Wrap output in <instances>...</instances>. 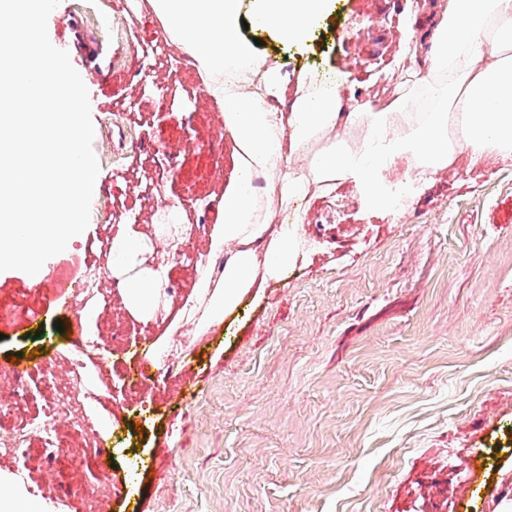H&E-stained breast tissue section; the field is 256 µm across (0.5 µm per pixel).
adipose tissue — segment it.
<instances>
[{
    "mask_svg": "<svg viewBox=\"0 0 512 512\" xmlns=\"http://www.w3.org/2000/svg\"><path fill=\"white\" fill-rule=\"evenodd\" d=\"M178 47L206 75L207 93L222 107L243 176L224 189L213 250L224 254V285L199 288L201 320L222 322L252 289L294 264L302 248L298 225L274 221L275 204L353 183L372 203L384 201L383 173L396 159L412 169H450L460 154H512V0H447L430 32L427 75L404 80L386 107L346 112L336 88L298 84L293 109L275 111L286 94L279 67L258 52L244 28L271 32L283 43L305 39L328 0H152ZM263 181L254 188L252 178ZM150 246L133 231L112 239L114 276L129 310L151 316L168 283V268L148 266Z\"/></svg>",
    "mask_w": 512,
    "mask_h": 512,
    "instance_id": "1",
    "label": "adipose tissue"
}]
</instances>
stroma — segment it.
<instances>
[{
    "mask_svg": "<svg viewBox=\"0 0 512 512\" xmlns=\"http://www.w3.org/2000/svg\"><path fill=\"white\" fill-rule=\"evenodd\" d=\"M437 14L435 0H330L317 33L294 45L270 34L262 50L292 83L349 73L341 93L353 106L424 75ZM47 30L88 89L100 170L86 230L41 281L0 272V364L37 351L63 375L62 276L99 266L100 240L123 224L161 245L156 226L180 201V223L218 224L239 166L235 150L211 155L223 111L196 65L180 50L162 67L143 54L170 37L150 0H61ZM172 81L173 107L154 109L155 86ZM150 179L162 192L147 201L138 190ZM275 221L301 225L300 258L219 325L199 330L200 269L184 256L151 319L121 301L88 307L83 332L115 361L178 342L182 368L134 390L89 358V435L63 428L50 464L0 460V481L41 512H87L70 485L99 492L144 458L150 471L103 512H512V155L460 156L453 172L410 184L400 209L368 207L343 182ZM84 442L110 450L108 475L71 467Z\"/></svg>",
    "mask_w": 512,
    "mask_h": 512,
    "instance_id": "35a3bbf8",
    "label": "stroma"
}]
</instances>
